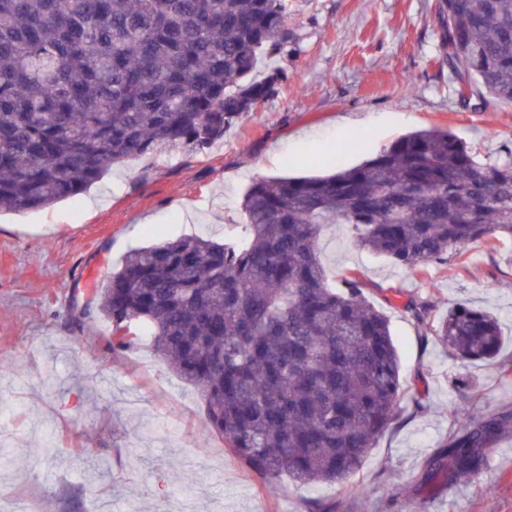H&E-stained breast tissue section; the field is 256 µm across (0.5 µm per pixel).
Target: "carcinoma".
<instances>
[{
    "label": "carcinoma",
    "instance_id": "1",
    "mask_svg": "<svg viewBox=\"0 0 512 512\" xmlns=\"http://www.w3.org/2000/svg\"><path fill=\"white\" fill-rule=\"evenodd\" d=\"M288 0H0V210L45 208L161 150L202 153L278 92L253 78L288 48ZM438 52L455 92L512 103V0H436ZM234 239L199 236L130 252L95 285L112 350L149 337L198 390L206 426L259 478L336 483L400 417L404 387L388 318L351 273L329 281L317 240L348 224L394 263L443 262L489 234L512 237V153L484 164L446 129L404 135L327 175L253 182ZM406 309L456 360L499 354L491 313L435 320ZM430 456L434 490L478 477L512 411L455 410Z\"/></svg>",
    "mask_w": 512,
    "mask_h": 512
}]
</instances>
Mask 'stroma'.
I'll return each mask as SVG.
<instances>
[{
	"instance_id": "35a3bbf8",
	"label": "stroma",
	"mask_w": 512,
	"mask_h": 512,
	"mask_svg": "<svg viewBox=\"0 0 512 512\" xmlns=\"http://www.w3.org/2000/svg\"><path fill=\"white\" fill-rule=\"evenodd\" d=\"M435 0H289L295 42L272 58L279 92L203 154L158 153L113 166L87 192L50 207L0 213V492L11 512L31 499L46 512H512V433L489 448L467 484L419 488L426 460L453 434L452 411L512 409V239L471 243L467 265L416 268L358 249L344 224L318 240L333 281L352 269L390 321L406 391L399 421L378 437L363 469L336 484L259 481L205 426L198 392L148 343L113 352L92 289L132 250L186 235L224 242L245 222L247 188L261 178L311 176L356 165L407 133L445 128L484 163L512 150V104L466 102L437 54ZM432 318L459 305L493 313L496 359H452L406 311ZM482 396L464 399L459 375Z\"/></svg>"
}]
</instances>
